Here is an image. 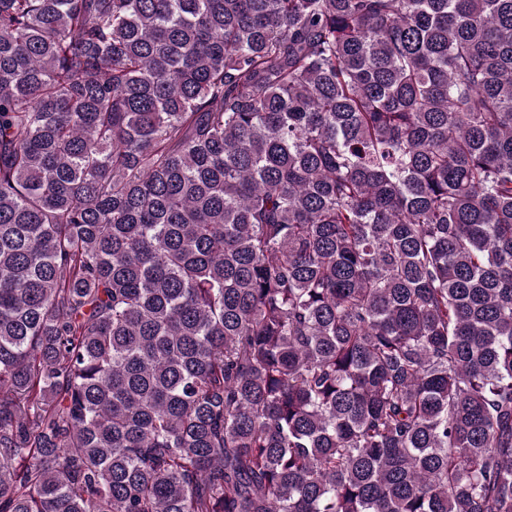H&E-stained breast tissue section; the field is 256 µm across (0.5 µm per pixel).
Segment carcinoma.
Here are the masks:
<instances>
[{
    "instance_id": "obj_1",
    "label": "carcinoma",
    "mask_w": 512,
    "mask_h": 512,
    "mask_svg": "<svg viewBox=\"0 0 512 512\" xmlns=\"http://www.w3.org/2000/svg\"><path fill=\"white\" fill-rule=\"evenodd\" d=\"M0 512H512V0H0Z\"/></svg>"
}]
</instances>
